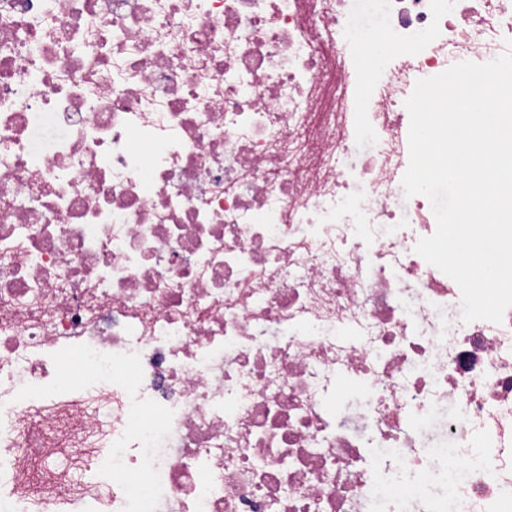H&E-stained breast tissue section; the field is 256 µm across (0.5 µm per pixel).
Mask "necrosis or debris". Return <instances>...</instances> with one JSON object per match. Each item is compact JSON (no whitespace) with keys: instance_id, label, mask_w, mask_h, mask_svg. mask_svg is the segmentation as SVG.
<instances>
[{"instance_id":"necrosis-or-debris-1","label":"necrosis or debris","mask_w":512,"mask_h":512,"mask_svg":"<svg viewBox=\"0 0 512 512\" xmlns=\"http://www.w3.org/2000/svg\"><path fill=\"white\" fill-rule=\"evenodd\" d=\"M511 39L512 0H0V512H512V307L462 322L402 187L416 82Z\"/></svg>"}]
</instances>
